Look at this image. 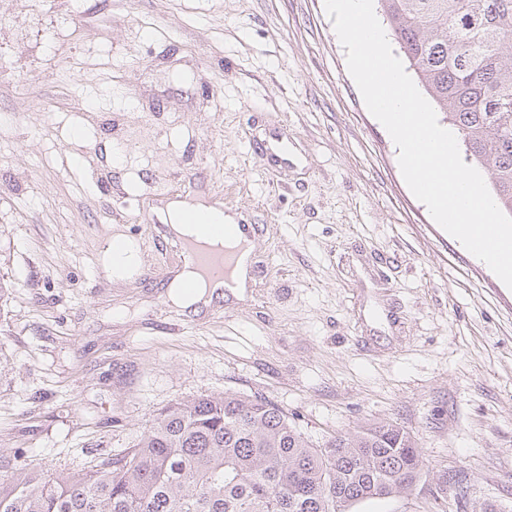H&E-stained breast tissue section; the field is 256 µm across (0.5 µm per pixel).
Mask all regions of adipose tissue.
Here are the masks:
<instances>
[{
	"label": "adipose tissue",
	"instance_id": "obj_1",
	"mask_svg": "<svg viewBox=\"0 0 512 512\" xmlns=\"http://www.w3.org/2000/svg\"><path fill=\"white\" fill-rule=\"evenodd\" d=\"M228 249L237 251L238 256L229 278L223 288L209 287L192 267H185L168 286L167 297L174 306L183 310L200 311L214 300L221 298L223 290H235L243 287L252 248L245 242L244 236L228 239Z\"/></svg>",
	"mask_w": 512,
	"mask_h": 512
}]
</instances>
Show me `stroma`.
I'll return each instance as SVG.
<instances>
[{
	"label": "stroma",
	"instance_id": "stroma-1",
	"mask_svg": "<svg viewBox=\"0 0 512 512\" xmlns=\"http://www.w3.org/2000/svg\"><path fill=\"white\" fill-rule=\"evenodd\" d=\"M0 457L77 471L171 403L375 420L512 512V289L406 185L324 0H0ZM252 227L242 297L165 300L171 203ZM137 269L118 281L113 234Z\"/></svg>",
	"mask_w": 512,
	"mask_h": 512
}]
</instances>
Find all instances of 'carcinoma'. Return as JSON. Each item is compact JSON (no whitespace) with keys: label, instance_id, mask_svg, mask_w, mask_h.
I'll use <instances>...</instances> for the list:
<instances>
[{"label":"carcinoma","instance_id":"carcinoma-1","mask_svg":"<svg viewBox=\"0 0 512 512\" xmlns=\"http://www.w3.org/2000/svg\"><path fill=\"white\" fill-rule=\"evenodd\" d=\"M426 95L512 216V0H376ZM425 463L388 421L316 445L274 403L226 391L162 409L137 444L87 469L0 463V512H350L413 491ZM437 506L448 470L435 474Z\"/></svg>","mask_w":512,"mask_h":512}]
</instances>
